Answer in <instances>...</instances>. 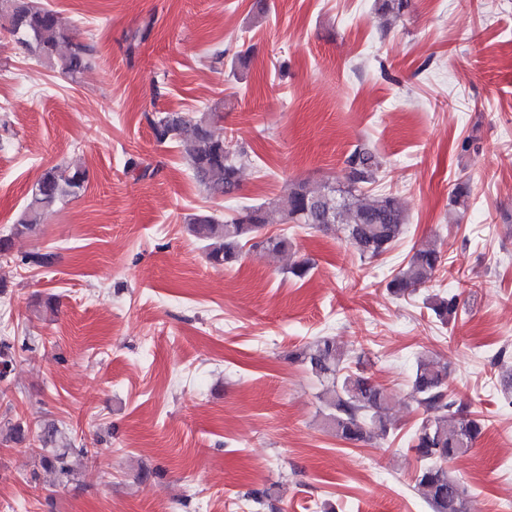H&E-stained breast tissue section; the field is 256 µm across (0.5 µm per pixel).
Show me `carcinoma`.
<instances>
[{
  "instance_id": "obj_1",
  "label": "carcinoma",
  "mask_w": 512,
  "mask_h": 512,
  "mask_svg": "<svg viewBox=\"0 0 512 512\" xmlns=\"http://www.w3.org/2000/svg\"><path fill=\"white\" fill-rule=\"evenodd\" d=\"M410 7L411 0H379V10L394 19L402 17ZM16 11L19 17L7 30L31 57L59 66L63 74L72 78L90 66L92 47L68 35L55 12L24 0L16 4ZM148 122L157 141L180 140L193 177L210 195L220 198L240 188V172L248 154L243 148L231 156L225 153L224 135L214 128L213 114L169 112ZM381 168L379 156L360 146L347 156L341 181L291 182L282 196L267 204L247 207L229 220L196 214L190 219L188 230L205 243L207 259L214 266L237 261L247 245L274 254L288 253L287 236L263 233L276 220L314 227L327 222L340 224L361 257H378L392 249L407 221L398 194L365 195L367 186L379 182ZM86 180V173L80 169L68 173L56 168L46 170L14 224L12 237L0 239V256L10 252L12 239L31 235L48 211L65 198L78 195ZM469 195L467 183L455 185L450 196L454 211L467 209ZM55 257L53 252H30L22 256L21 263L28 267L50 266ZM442 263V251L437 245L419 248L399 267L386 288L397 298L409 296L426 287ZM428 309L446 324L458 316V295L432 297ZM12 349L10 340L0 338V380L11 371ZM296 360L323 386L318 398L326 410L325 424L336 437L361 442L389 436L390 394L365 376L362 369H352L350 350L337 343L335 337H318L296 354ZM412 388L417 405L423 409L410 445L417 461L413 488L431 512H464L465 487L451 476L448 464L475 446L482 434V422L457 416V401L448 388L446 365L429 358L417 359ZM0 434L7 442L21 443L25 439L24 423L5 417L0 420ZM39 441L45 450L41 467L65 483L75 479L77 468L85 459L93 457L89 449L73 447L52 423L44 424Z\"/></svg>"
}]
</instances>
